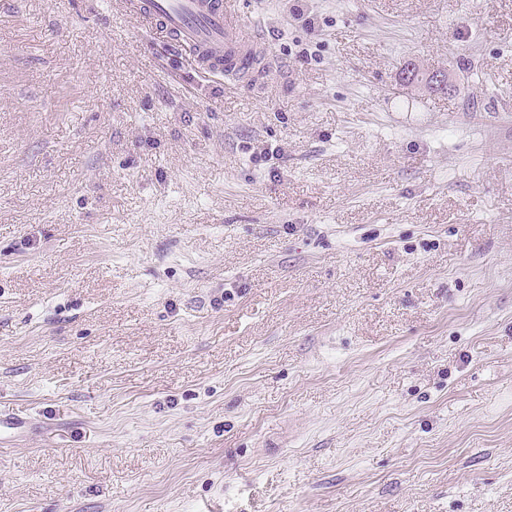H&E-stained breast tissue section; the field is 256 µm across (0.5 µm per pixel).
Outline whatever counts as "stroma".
<instances>
[{"mask_svg":"<svg viewBox=\"0 0 512 512\" xmlns=\"http://www.w3.org/2000/svg\"><path fill=\"white\" fill-rule=\"evenodd\" d=\"M309 8L0 0V512H512V0ZM123 9L160 27L189 50L202 71L224 74L227 63L250 72L268 50L241 20L237 0H121Z\"/></svg>","mask_w":512,"mask_h":512,"instance_id":"35a3bbf8","label":"stroma"}]
</instances>
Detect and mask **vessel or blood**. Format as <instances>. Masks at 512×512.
Listing matches in <instances>:
<instances>
[{"label":"vessel or blood","mask_w":512,"mask_h":512,"mask_svg":"<svg viewBox=\"0 0 512 512\" xmlns=\"http://www.w3.org/2000/svg\"><path fill=\"white\" fill-rule=\"evenodd\" d=\"M121 5L160 27L207 73H223L230 63L251 70L266 52L256 31L242 22L237 0H121Z\"/></svg>","instance_id":"b4317fda"}]
</instances>
